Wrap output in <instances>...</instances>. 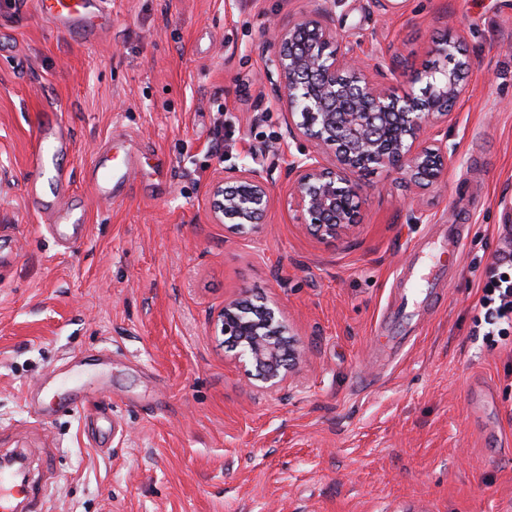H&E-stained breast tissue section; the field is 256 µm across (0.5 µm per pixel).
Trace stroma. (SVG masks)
<instances>
[{"label": "stroma", "mask_w": 512, "mask_h": 512, "mask_svg": "<svg viewBox=\"0 0 512 512\" xmlns=\"http://www.w3.org/2000/svg\"><path fill=\"white\" fill-rule=\"evenodd\" d=\"M324 0H109L112 25L64 35L32 0H0V457L47 485L45 512H512V335H475L485 268L512 225V0H370L333 10L360 40L417 67L443 36L473 61L446 133L445 186L364 177L360 225L325 244L286 205L288 137L263 78L272 21ZM54 110L72 143L61 203L84 211L66 250L29 194ZM224 151L211 153L216 125ZM135 161L100 198L96 152ZM245 162L273 204L235 235L208 186ZM451 224L459 258L428 307L402 314L413 254ZM277 300L303 357L288 393L251 387L208 314ZM407 324L401 352L378 341ZM112 406L87 422L74 400Z\"/></svg>", "instance_id": "1"}]
</instances>
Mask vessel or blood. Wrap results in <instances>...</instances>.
<instances>
[{
    "mask_svg": "<svg viewBox=\"0 0 512 512\" xmlns=\"http://www.w3.org/2000/svg\"><path fill=\"white\" fill-rule=\"evenodd\" d=\"M36 5L39 14L63 34L82 32L92 35L105 29L108 23L104 0H36ZM64 141L63 132L52 128L50 120H43L38 146L29 160L35 183L44 182L58 146ZM111 152V146L100 148L93 166L95 191L103 198L111 197L114 187L126 183L132 170L131 163H113ZM82 230L79 218L66 208L58 210L50 226L54 238L69 249L81 241ZM433 258V252L419 251L415 272L405 282L412 297H421L431 288L444 287L445 279L437 271ZM42 509L38 487L18 485L12 469L0 468V512H42Z\"/></svg>",
    "mask_w": 512,
    "mask_h": 512,
    "instance_id": "b4317fda",
    "label": "vessel or blood"
}]
</instances>
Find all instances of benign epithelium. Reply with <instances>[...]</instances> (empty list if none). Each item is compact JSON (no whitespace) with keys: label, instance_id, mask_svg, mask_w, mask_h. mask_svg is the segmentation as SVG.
Listing matches in <instances>:
<instances>
[{"label":"benign epithelium","instance_id":"benign-epithelium-1","mask_svg":"<svg viewBox=\"0 0 512 512\" xmlns=\"http://www.w3.org/2000/svg\"><path fill=\"white\" fill-rule=\"evenodd\" d=\"M334 5L330 0L301 18L276 22L268 32L263 73L278 89L276 105L286 116L289 138L317 147L289 161L288 210L309 235L329 244L358 225L365 173L402 174L417 193L447 181L453 156L430 131L448 122L450 112L440 104L463 96L471 68L458 41H437L426 54L442 56L448 65L410 69L411 90L399 95L367 74L358 46L334 48ZM208 197L211 220L234 234L264 223L272 204L268 177L247 164L215 177ZM209 325L228 337L252 387H286L302 352L280 303L231 298Z\"/></svg>","mask_w":512,"mask_h":512}]
</instances>
